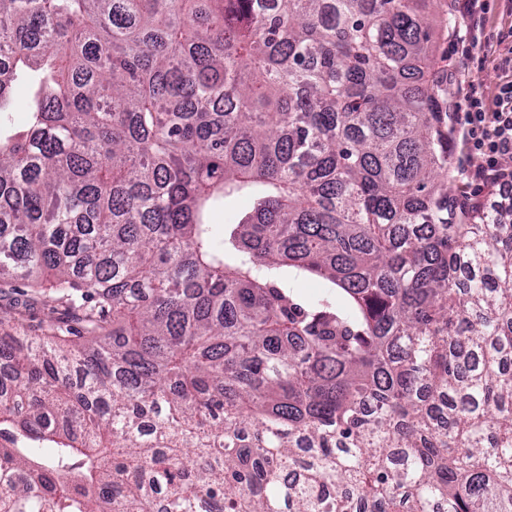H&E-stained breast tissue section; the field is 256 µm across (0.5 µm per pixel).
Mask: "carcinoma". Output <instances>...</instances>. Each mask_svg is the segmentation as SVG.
Returning <instances> with one entry per match:
<instances>
[{
  "instance_id": "carcinoma-1",
  "label": "carcinoma",
  "mask_w": 512,
  "mask_h": 512,
  "mask_svg": "<svg viewBox=\"0 0 512 512\" xmlns=\"http://www.w3.org/2000/svg\"><path fill=\"white\" fill-rule=\"evenodd\" d=\"M440 2L0 0V284L58 300L0 318V512H512ZM33 296L35 297V303L31 308L12 309L10 304L16 299V295L12 293L11 288H5L3 297L0 299V317L18 318L32 334L41 335L47 332L45 314L52 306L56 305V303L52 300L53 295L48 292L46 294H35Z\"/></svg>"
}]
</instances>
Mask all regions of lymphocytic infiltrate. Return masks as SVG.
<instances>
[{"label": "lymphocytic infiltrate", "mask_w": 512, "mask_h": 512, "mask_svg": "<svg viewBox=\"0 0 512 512\" xmlns=\"http://www.w3.org/2000/svg\"><path fill=\"white\" fill-rule=\"evenodd\" d=\"M481 49L498 57L506 78L493 95L473 89L450 102L449 118L469 150V179L491 189L489 199L461 201V211L478 208L498 213L512 210V166L503 163L512 157V29L484 42Z\"/></svg>", "instance_id": "1"}]
</instances>
